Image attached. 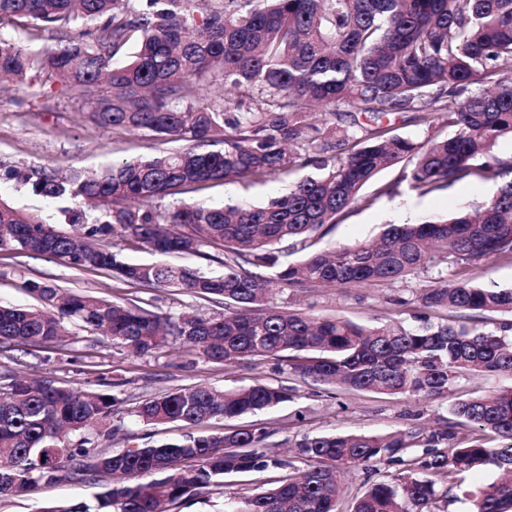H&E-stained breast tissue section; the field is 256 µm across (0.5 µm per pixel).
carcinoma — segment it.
<instances>
[{"mask_svg": "<svg viewBox=\"0 0 512 512\" xmlns=\"http://www.w3.org/2000/svg\"><path fill=\"white\" fill-rule=\"evenodd\" d=\"M0 18L55 30L61 41L33 52L0 38V76L61 85L84 100L87 126L184 143L91 175L9 169L8 179L31 183L38 195L71 200L64 217L76 230L61 232L0 203V248L224 300L222 313L161 315L28 279L23 288L41 305L0 306V345L58 344L78 326L137 357L172 340L207 362L286 361L303 381L393 397H446L471 377L512 374V288H486L473 278L487 257L512 261V156L493 152L499 138L512 135V0H243L235 9L224 0H0ZM217 79L239 97L203 102L204 85ZM396 112L412 113L410 121L426 128L441 120L454 134L414 142L383 122ZM215 144L222 148L208 149ZM308 166L320 173L262 206L183 198L160 204L217 183L282 180ZM395 166L399 182L418 196L473 176L500 186L448 217L389 224L375 243L316 249L348 211L371 205L360 190ZM284 242L305 255L281 262ZM122 244L161 257L217 259L210 248L224 256V273L129 262L116 251ZM444 263L467 276L419 293L417 325L317 317L276 303L286 290L370 287ZM448 310L499 319L430 320ZM295 392L200 383L145 399L130 414L146 426L194 429L276 408ZM120 405L107 391L0 374V494L120 473L134 482L103 487L94 506L56 502L38 512H167L224 489L228 475L291 466L263 451L269 431L259 423L107 454L102 445ZM448 413L446 428L425 435H307L297 444L308 466L301 477L226 496L224 512H337L342 478L360 463H398L402 471L372 484L350 512H434L454 486L466 512H512V386L459 397ZM64 432L78 439L66 441ZM414 447L424 452L403 458ZM486 465L503 479L461 487Z\"/></svg>", "mask_w": 512, "mask_h": 512, "instance_id": "obj_1", "label": "carcinoma"}]
</instances>
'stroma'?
I'll return each instance as SVG.
<instances>
[{
  "mask_svg": "<svg viewBox=\"0 0 512 512\" xmlns=\"http://www.w3.org/2000/svg\"><path fill=\"white\" fill-rule=\"evenodd\" d=\"M81 108V99L57 84L14 85L0 92V202L41 216L61 231L66 224L60 203L34 194L30 186L6 179L7 168L35 170L46 166L93 172L115 162L152 155L162 148L160 141L143 131L118 135L109 129L82 127L78 123ZM303 175V170L298 169L290 179L282 181L247 178L213 186L196 193L195 198L217 205H259L287 191L291 181ZM398 179L399 170L395 167L379 173L364 189L365 194L376 195V202L347 213L321 240V248L367 242L378 235L383 225L410 217L442 216L492 196L497 190L493 182L471 178L418 196L399 184ZM27 279L48 280L72 292L101 293L163 314L220 309L218 303L186 292L117 281L104 270L78 271L55 256L0 250V305L37 306V298L22 286ZM430 282V275L424 274L375 287L322 288L297 294L287 291L280 294L278 301L313 315H336L364 323L375 317L406 320L414 312L411 299ZM6 369L68 386L112 389L122 399L123 411L117 416L120 431L106 444L109 453L136 443L161 444L182 439L184 427L175 423L146 427L135 422L129 411L148 397L199 382L220 390L255 382L297 387V396L292 401L255 417H240L238 421L243 425L254 420L264 422L269 432L266 446L273 452L286 451L305 435H378L398 429L430 431L444 427L448 419V401L441 397L409 399L340 391L332 385L300 381L288 368H277L268 359L248 358L227 368L203 361L194 351L177 343L152 355L136 357L113 347L102 336L78 327L60 345L15 343L1 348L0 371ZM398 472L394 464L382 465L377 471L364 465L354 467L345 479L338 512H350L355 498L372 483ZM99 490L96 481L63 480L20 495H0V512H35L48 501L90 500Z\"/></svg>",
  "mask_w": 512,
  "mask_h": 512,
  "instance_id": "35a3bbf8",
  "label": "stroma"
}]
</instances>
